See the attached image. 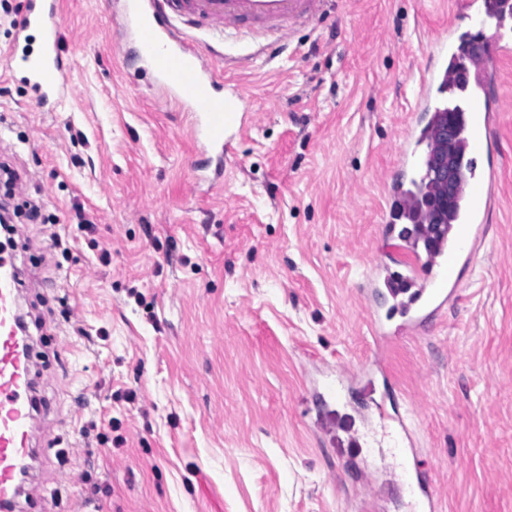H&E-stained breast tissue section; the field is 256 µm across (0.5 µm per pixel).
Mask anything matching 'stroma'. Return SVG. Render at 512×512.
Returning <instances> with one entry per match:
<instances>
[{"mask_svg":"<svg viewBox=\"0 0 512 512\" xmlns=\"http://www.w3.org/2000/svg\"><path fill=\"white\" fill-rule=\"evenodd\" d=\"M448 2L332 0L285 40L236 42L215 65L252 123L221 158L119 54V0H61L79 64L47 104L5 66L9 0L0 163L42 216L15 232L37 396L24 512H414L400 457L366 470L348 446L379 403L413 411L438 512H512V102L458 300L381 347L368 307L395 301L362 291Z\"/></svg>","mask_w":512,"mask_h":512,"instance_id":"35a3bbf8","label":"stroma"}]
</instances>
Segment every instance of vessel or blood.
Here are the masks:
<instances>
[{"label": "vessel or blood", "mask_w": 512, "mask_h": 512, "mask_svg": "<svg viewBox=\"0 0 512 512\" xmlns=\"http://www.w3.org/2000/svg\"><path fill=\"white\" fill-rule=\"evenodd\" d=\"M325 0H122L120 39L132 42L145 70L161 89L163 104L177 107L190 135L203 151L223 152L230 133L250 121L248 94L224 82L208 59L179 33V24L206 27L216 36L247 27L255 36L282 37L310 23ZM487 15L485 0H456L448 30L438 37L425 68V88L452 81V70L438 63L453 57V32L461 22L478 23ZM60 0H26L8 54L10 71L45 103L63 97L75 60L61 49ZM502 88L471 89L464 109L469 114L466 154L460 161L458 208L448 229L427 224L422 236L398 234L392 258L372 256L367 265L398 298L402 321L396 333L420 323L458 297V267L472 261L487 233V218L498 189L495 149L490 130L496 123ZM412 131L398 145L403 170L424 172L425 158ZM10 243H0V512H16L19 469L33 456L32 348L21 330L19 287ZM406 482L423 512H436L429 480L414 463L404 467Z\"/></svg>", "instance_id": "obj_1"}]
</instances>
